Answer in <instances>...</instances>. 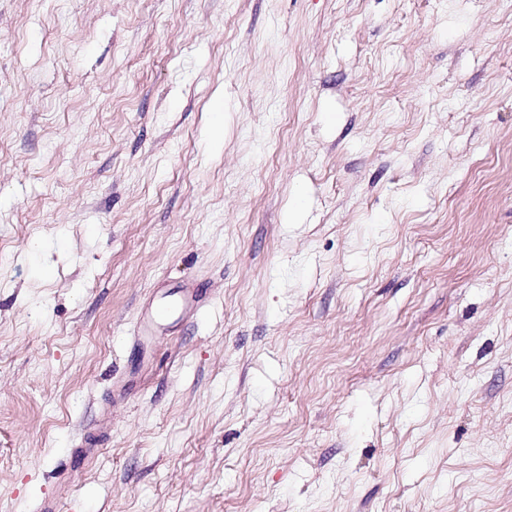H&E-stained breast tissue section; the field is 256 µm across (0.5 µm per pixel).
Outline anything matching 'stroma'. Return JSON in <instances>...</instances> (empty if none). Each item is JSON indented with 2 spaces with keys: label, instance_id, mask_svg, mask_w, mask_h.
<instances>
[{
  "label": "stroma",
  "instance_id": "stroma-1",
  "mask_svg": "<svg viewBox=\"0 0 512 512\" xmlns=\"http://www.w3.org/2000/svg\"><path fill=\"white\" fill-rule=\"evenodd\" d=\"M49 496L512 512V0H0V512ZM199 305L200 299L194 288L183 289L180 297L174 301H149L138 315L133 336L140 343H144L146 336H161L171 320L194 314Z\"/></svg>",
  "mask_w": 512,
  "mask_h": 512
}]
</instances>
